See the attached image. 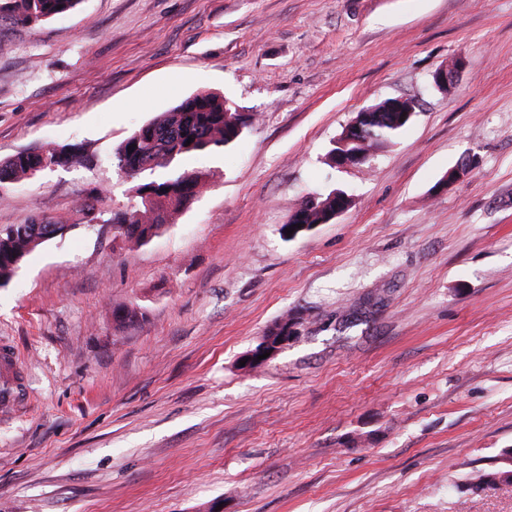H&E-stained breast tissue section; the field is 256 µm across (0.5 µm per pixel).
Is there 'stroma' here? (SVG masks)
<instances>
[{
	"label": "stroma",
	"instance_id": "1",
	"mask_svg": "<svg viewBox=\"0 0 512 512\" xmlns=\"http://www.w3.org/2000/svg\"><path fill=\"white\" fill-rule=\"evenodd\" d=\"M205 90L259 121L176 162L205 185L159 235L113 241L82 203L129 204L116 146ZM395 97L411 122L334 166ZM72 145L85 161L0 188V226H67L0 285L26 386L0 512H512L511 482L473 487L512 449V0H81L0 24V161ZM333 190L346 211L282 236ZM287 315L299 336L241 367ZM398 100L404 101L405 99ZM398 100L396 98L385 99L358 112L353 123L348 128L361 126L364 134L353 139L350 135L344 136L345 130L338 139L339 142H344V144L342 147L335 146L329 152L330 160L336 166L342 168L358 165L364 162L362 156L342 154L337 157L338 162H336V153L361 152L369 154L371 158L374 152L396 138L411 121V116L415 114L413 110L414 104L411 103L412 109L408 114L410 118L403 119V122H400L403 114L401 112H407L409 106L407 102L400 103ZM351 138L352 140L350 141L349 139Z\"/></svg>",
	"mask_w": 512,
	"mask_h": 512
}]
</instances>
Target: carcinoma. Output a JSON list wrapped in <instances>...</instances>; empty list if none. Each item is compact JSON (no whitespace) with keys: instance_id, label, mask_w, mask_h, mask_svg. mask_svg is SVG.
<instances>
[{"instance_id":"obj_1","label":"carcinoma","mask_w":512,"mask_h":512,"mask_svg":"<svg viewBox=\"0 0 512 512\" xmlns=\"http://www.w3.org/2000/svg\"><path fill=\"white\" fill-rule=\"evenodd\" d=\"M79 3L80 0H0V21L9 18L26 26L38 25L75 10ZM408 110L407 103L389 98L357 113L351 127H362L363 135L352 140L341 136L339 141L343 145L329 152L330 160L336 161V154L344 152L374 154L410 122L402 118V113ZM246 129V121L229 99L211 92L188 97L118 144L112 163L120 173L135 181V203L97 213L90 206V221L110 225L114 241L138 245L151 240L204 186L201 173L169 171L167 167L184 156L231 146ZM83 160L81 148L76 146L60 151H20L0 161V188L48 167ZM336 203L337 198L331 193H314L291 217L311 227L325 224L336 214ZM58 226L55 221L36 220L0 226V281H9L26 256L54 238Z\"/></svg>"}]
</instances>
